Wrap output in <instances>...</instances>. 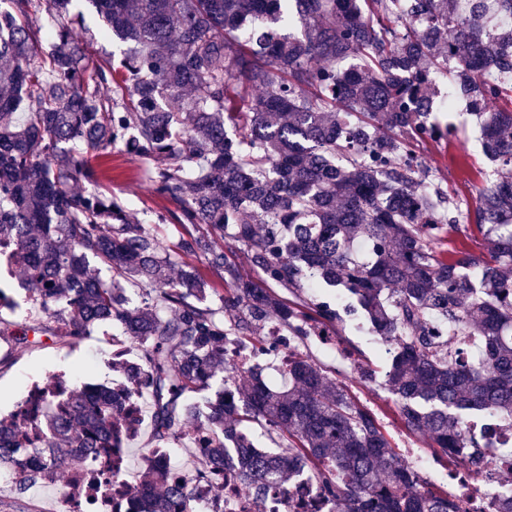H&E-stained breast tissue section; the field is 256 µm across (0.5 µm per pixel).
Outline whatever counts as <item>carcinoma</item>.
Wrapping results in <instances>:
<instances>
[{
  "label": "carcinoma",
  "instance_id": "1",
  "mask_svg": "<svg viewBox=\"0 0 512 512\" xmlns=\"http://www.w3.org/2000/svg\"><path fill=\"white\" fill-rule=\"evenodd\" d=\"M71 2L0 0V247L61 325L54 337L118 325L136 338L156 447L213 434L207 457L257 498L306 471L333 512H512V494L470 505L431 488L310 356L296 353L279 388L257 365L224 361L232 337L273 327L303 343L341 322L329 301L243 278L230 255L291 290L341 286L390 345L385 386L404 426L436 456L483 471L492 443L468 418L512 419V23L494 20L512 17V0H88L101 34L130 44L108 61L87 53ZM448 72L449 111L462 103L476 118L493 165L464 208L424 184L416 154L455 135L431 119ZM118 144L155 163L151 190L178 205L173 245L103 186L94 152ZM464 222L485 231L488 257L436 251L438 232ZM191 257L224 273L217 303ZM127 284L140 305H128ZM451 332L482 355L460 362ZM59 382L45 376L31 404ZM118 398L89 386L53 415L0 420V467L26 459L16 491L88 462L112 471ZM254 421L279 435L278 450L253 444ZM143 489L150 512H196L155 471ZM233 260L235 261L240 273L244 277H248L249 279L260 283L264 288H274L286 299L294 298L293 295L290 292H288V289L281 288L271 282H262L261 276H260L261 275L260 271L256 267L253 266V264L250 262L247 255L244 254L243 252L237 253L236 256L233 258Z\"/></svg>",
  "mask_w": 512,
  "mask_h": 512
}]
</instances>
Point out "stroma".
Returning <instances> with one entry per match:
<instances>
[{
	"instance_id": "obj_1",
	"label": "stroma",
	"mask_w": 512,
	"mask_h": 512,
	"mask_svg": "<svg viewBox=\"0 0 512 512\" xmlns=\"http://www.w3.org/2000/svg\"><path fill=\"white\" fill-rule=\"evenodd\" d=\"M435 118L443 124L454 122L462 130L465 141L421 146L418 150L421 165L431 182L440 184L461 202H469L488 180L489 162L482 152L478 130L472 117L461 110L449 114L439 112ZM98 162L113 190L121 194L135 218L157 223L158 215L176 212L173 201L151 192L148 163L117 147L103 151ZM338 331L334 352H327L311 338L306 343L308 353L329 374L344 382L351 396L373 412L392 448L402 458L410 461L420 454L431 455L427 439L409 432L400 423L394 398L384 387L390 357L382 340L360 315L346 318ZM7 351L12 357L0 364V414L8 412L33 381L48 373L65 376L76 389L89 378L98 384H108L114 377L109 365L112 339L108 336H91L70 344L47 340L15 351L8 338L0 335V354Z\"/></svg>"
}]
</instances>
